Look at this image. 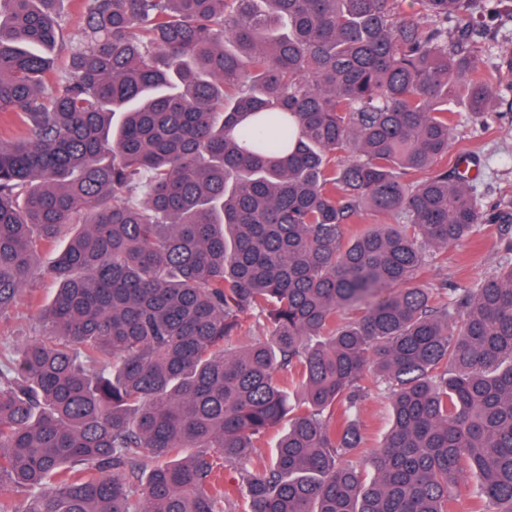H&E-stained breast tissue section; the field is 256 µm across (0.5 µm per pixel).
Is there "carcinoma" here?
<instances>
[{
  "instance_id": "obj_1",
  "label": "carcinoma",
  "mask_w": 512,
  "mask_h": 512,
  "mask_svg": "<svg viewBox=\"0 0 512 512\" xmlns=\"http://www.w3.org/2000/svg\"><path fill=\"white\" fill-rule=\"evenodd\" d=\"M399 2L82 0L56 68L59 0H0V319L56 286L0 350V512H512V244L425 279L512 214L447 168L512 4ZM512 243V220L481 224L460 246L449 249L433 267L431 277L448 288L468 285L485 275L499 260L502 248ZM388 419L389 409L386 400L372 396L361 404L359 424L371 438L377 439L383 434Z\"/></svg>"
}]
</instances>
